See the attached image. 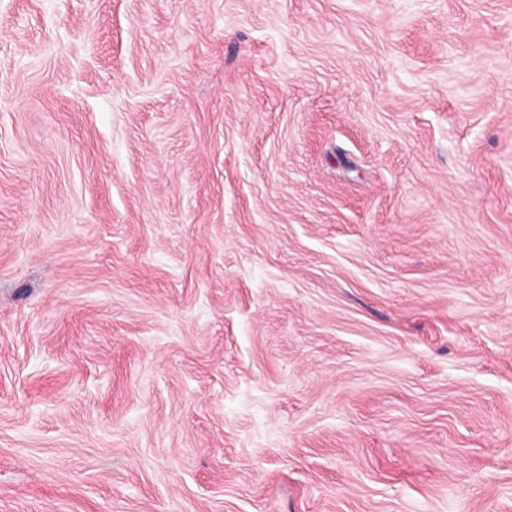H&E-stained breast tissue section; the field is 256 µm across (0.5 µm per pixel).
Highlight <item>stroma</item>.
Segmentation results:
<instances>
[{"label": "stroma", "instance_id": "1", "mask_svg": "<svg viewBox=\"0 0 512 512\" xmlns=\"http://www.w3.org/2000/svg\"><path fill=\"white\" fill-rule=\"evenodd\" d=\"M0 512H512V0H0Z\"/></svg>", "mask_w": 512, "mask_h": 512}]
</instances>
